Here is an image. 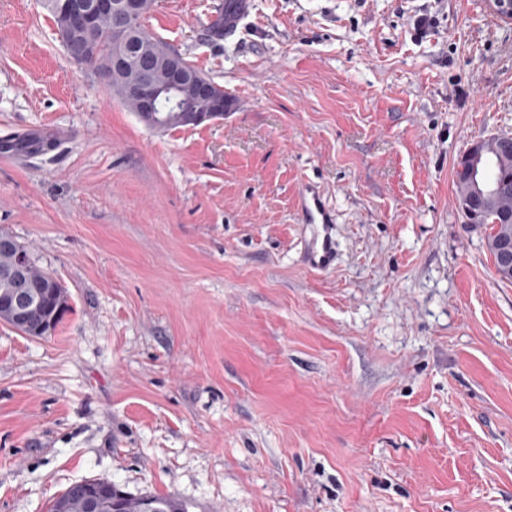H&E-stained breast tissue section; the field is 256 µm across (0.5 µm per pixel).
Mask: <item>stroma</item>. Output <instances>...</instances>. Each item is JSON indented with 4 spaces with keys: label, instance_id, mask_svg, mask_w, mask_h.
<instances>
[{
    "label": "stroma",
    "instance_id": "1",
    "mask_svg": "<svg viewBox=\"0 0 512 512\" xmlns=\"http://www.w3.org/2000/svg\"><path fill=\"white\" fill-rule=\"evenodd\" d=\"M155 0L145 25L224 117L149 129L71 62L41 0H0V230L66 289L0 323V512L106 479L191 512H512V282L455 167L512 136V21L487 0ZM336 211L303 261L296 197ZM249 0H227L224 12H220L210 27L213 36L228 37L236 32L248 11ZM300 206L309 224H321L323 234L307 252V262L312 269L325 270L336 263V242L332 235L331 213L320 192L306 183L300 194Z\"/></svg>",
    "mask_w": 512,
    "mask_h": 512
}]
</instances>
